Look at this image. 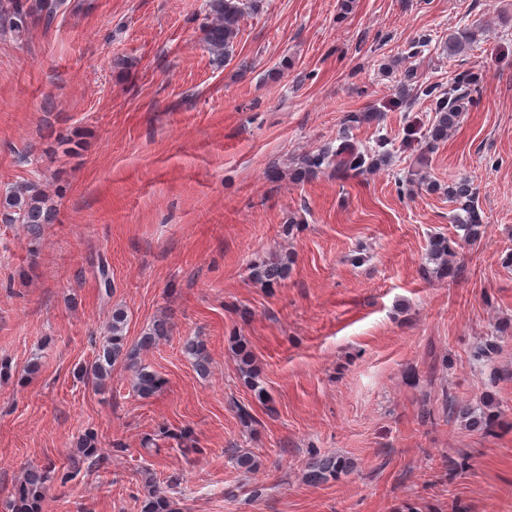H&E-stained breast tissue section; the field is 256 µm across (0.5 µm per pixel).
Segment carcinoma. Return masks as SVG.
<instances>
[{
	"label": "carcinoma",
	"mask_w": 512,
	"mask_h": 512,
	"mask_svg": "<svg viewBox=\"0 0 512 512\" xmlns=\"http://www.w3.org/2000/svg\"><path fill=\"white\" fill-rule=\"evenodd\" d=\"M261 0H208V14L204 23V40L213 60L222 64L232 55L234 40L239 33L240 21L244 14L255 12L260 8ZM66 0H0V23L17 35H22L28 24L44 21L51 25L58 13L64 7ZM476 79L466 74L448 84V89L442 90L437 85H428L422 89L425 96L435 99V118L429 130L427 145L433 146L448 138V132L457 127L459 118L465 110V101L472 92ZM391 162V154L387 151L374 153L368 148H360L345 139L336 149H326L317 154L304 158L300 174L314 175L322 170L333 169L336 175L359 176L366 172L377 171ZM448 197L460 201L465 200L466 218L460 224L466 241L476 240L486 231V225L477 209L472 205V189L468 181L462 180L448 187ZM0 207L13 213L14 219L26 225L33 234L41 231V226L51 223L55 208L48 195L33 184L16 187L5 194ZM452 255L448 240L435 237L429 243L427 263L433 265L432 272L441 274L448 270V257ZM259 279L274 284L288 276V264H264L256 268ZM127 316L121 309L112 312V322L109 333L98 358L90 368L93 379L98 387L106 385L111 375L112 366L119 360L131 359L134 352L125 349L123 335ZM168 323L160 321L154 324L140 339L139 348L152 346L157 339L168 335ZM185 354L193 359L197 371L204 373L208 367V355L199 342L188 341L184 345ZM135 389L142 398L152 396L161 384L159 376L147 370L142 365L134 366ZM450 413H459L462 418L469 420V426L490 432L494 418L476 414L470 407H451ZM97 452L95 435L89 432L82 439L77 454L70 458V470L61 476V483L76 476L83 467L89 468L96 464L94 456ZM349 465L336 456H322L312 459L308 465L305 479L310 483L324 482L336 478L347 471ZM51 472L31 469L26 475L19 490L20 504H10L11 512H40V502L47 491V482L51 481ZM143 512H177L174 502L166 497L152 494L145 501Z\"/></svg>",
	"instance_id": "obj_1"
}]
</instances>
